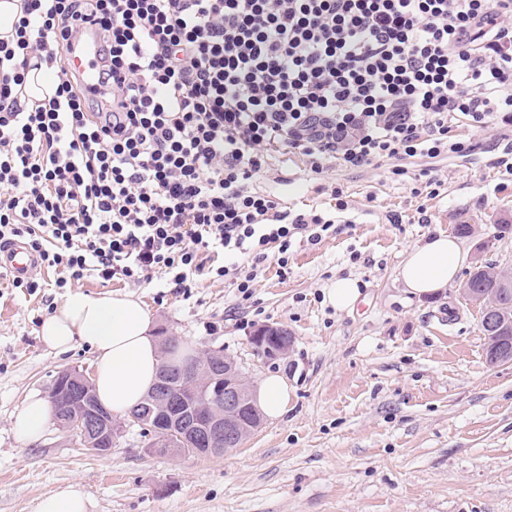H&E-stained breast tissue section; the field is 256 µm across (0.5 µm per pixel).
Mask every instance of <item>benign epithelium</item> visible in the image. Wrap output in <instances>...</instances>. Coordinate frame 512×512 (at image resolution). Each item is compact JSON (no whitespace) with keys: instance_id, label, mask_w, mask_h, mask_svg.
Wrapping results in <instances>:
<instances>
[{"instance_id":"benign-epithelium-1","label":"benign epithelium","mask_w":512,"mask_h":512,"mask_svg":"<svg viewBox=\"0 0 512 512\" xmlns=\"http://www.w3.org/2000/svg\"><path fill=\"white\" fill-rule=\"evenodd\" d=\"M271 338L278 346L286 348L290 342L287 330L267 326L257 331L251 342L259 345L265 338ZM91 377L79 369H67L60 372L48 390V398H54L60 389H73L80 399L75 401L76 407L67 416L61 418L53 413L55 423L71 435L81 438L87 449L95 454L103 455L111 450L108 445L99 446L98 441L105 435L118 436L122 425L113 418H107L94 410L85 398ZM174 387L169 378H161L154 391V404L159 412L165 414L167 424L172 428H183L191 437L205 436L210 446L205 449L208 455H219L224 452L220 448V440L225 435L249 434L257 429L242 417L246 407L258 415L253 391L244 383L239 372L228 371L223 380L209 385L198 393V404L182 408L174 403Z\"/></svg>"}]
</instances>
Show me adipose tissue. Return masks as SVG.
<instances>
[{"label":"adipose tissue","instance_id":"adipose-tissue-1","mask_svg":"<svg viewBox=\"0 0 512 512\" xmlns=\"http://www.w3.org/2000/svg\"><path fill=\"white\" fill-rule=\"evenodd\" d=\"M466 259L457 238L432 236L409 251L399 279L409 294L433 296L456 281ZM154 323L152 312L134 295L78 291L43 320L40 338L57 352L88 347L95 356L99 402L123 415L145 398L157 379L162 355Z\"/></svg>","mask_w":512,"mask_h":512}]
</instances>
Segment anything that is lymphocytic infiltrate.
<instances>
[{"label": "lymphocytic infiltrate", "mask_w": 512, "mask_h": 512, "mask_svg": "<svg viewBox=\"0 0 512 512\" xmlns=\"http://www.w3.org/2000/svg\"><path fill=\"white\" fill-rule=\"evenodd\" d=\"M512 0H21L0 36V247L25 240L55 285L226 278L340 233L254 179L276 157L334 166L470 151L452 127L512 126ZM91 32L104 95L65 51ZM52 92L32 102L31 69Z\"/></svg>", "instance_id": "1"}]
</instances>
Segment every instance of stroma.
I'll return each instance as SVG.
<instances>
[{
	"label": "stroma",
	"mask_w": 512,
	"mask_h": 512,
	"mask_svg": "<svg viewBox=\"0 0 512 512\" xmlns=\"http://www.w3.org/2000/svg\"><path fill=\"white\" fill-rule=\"evenodd\" d=\"M454 132L477 150L407 162L438 175L435 197L414 195L383 166L314 180L299 159L274 161L258 191L326 208L325 186L342 187L350 227L297 244L287 271L243 266L256 275L251 299L209 277L188 297L157 280L76 283L91 295L141 298L156 329L198 354L223 350L251 385L270 374L287 380L284 417L224 454L154 456L136 427L103 456L52 423L37 441L18 442L11 423L30 396H45L64 369L96 367L88 348L59 354L39 337L68 294L57 271L42 270L33 294L0 285V512H35L69 483L80 484L88 512H512V362L485 360L481 311L462 294L469 272L433 299L409 297L398 279L411 248L461 224L473 228L462 237L470 257L512 267V175L498 166L512 132L464 123ZM343 277L361 296L339 311L325 291ZM264 325L287 330L286 355L257 356L250 338Z\"/></svg>",
	"instance_id": "35a3bbf8"
}]
</instances>
